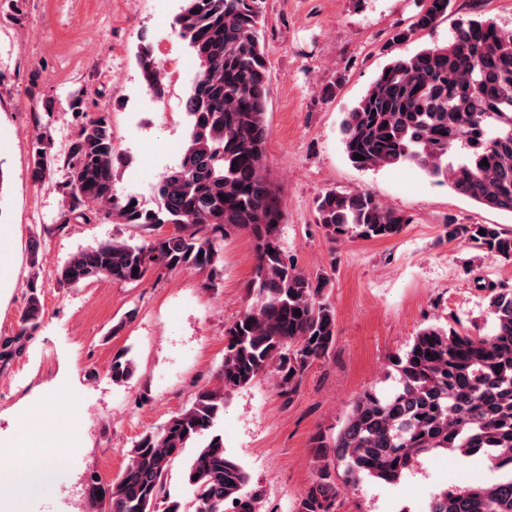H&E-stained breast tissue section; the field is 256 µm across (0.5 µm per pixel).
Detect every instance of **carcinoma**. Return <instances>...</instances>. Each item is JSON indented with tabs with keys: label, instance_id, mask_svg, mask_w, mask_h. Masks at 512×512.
<instances>
[{
	"label": "carcinoma",
	"instance_id": "obj_1",
	"mask_svg": "<svg viewBox=\"0 0 512 512\" xmlns=\"http://www.w3.org/2000/svg\"><path fill=\"white\" fill-rule=\"evenodd\" d=\"M183 2L174 29L198 70L184 100L187 144L179 164L157 184L156 205L134 206L133 199L114 192L120 156L105 115L81 125L67 162L70 211H79L78 218L103 216L152 230L169 225L171 231L81 251L58 271V281L77 286L104 277L134 283L150 271L176 269L205 272L213 280L224 238L242 231L256 259L248 283L251 302L224 330L218 382L198 389L165 425L141 434L117 481L91 479L86 512H186L171 497L166 476L194 445L184 474L193 508L261 512L262 489L225 453L216 430L224 396L271 368L279 394L290 398L336 340L335 309L324 298L327 279L314 280L288 261L279 239L281 197L265 165L268 67L261 0ZM450 2L425 0L394 40L432 29ZM135 59L144 86L162 96L161 64L149 42L140 41ZM341 133L357 168L411 163L486 208L512 212V27L472 20L444 46L393 59L345 114ZM53 161L43 134H36L32 179L43 181ZM315 205L332 241L390 239L409 222L367 191L331 190ZM446 228L450 240L461 239L495 260H512V232L498 224L451 222ZM490 306L494 322L486 334L437 324L421 329L407 350L394 355L397 389L387 395L363 391L334 439H314L315 479L294 512H336V481L352 488L368 478L394 484L437 449L462 461L483 455L498 476L434 495L427 512H512V290L493 292ZM41 319L33 283L19 331L0 343V357L20 352ZM134 370L127 353L113 356V381L130 379Z\"/></svg>",
	"mask_w": 512,
	"mask_h": 512
}]
</instances>
